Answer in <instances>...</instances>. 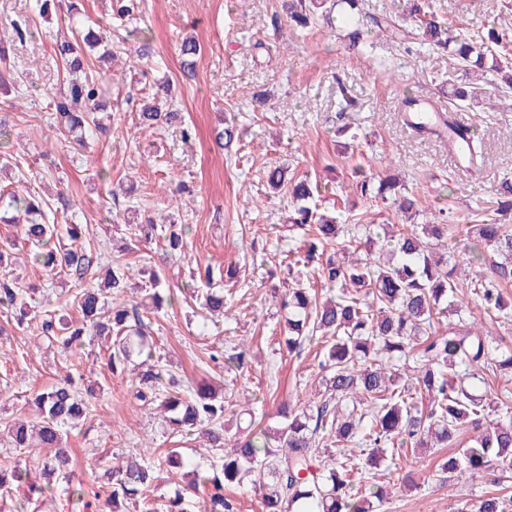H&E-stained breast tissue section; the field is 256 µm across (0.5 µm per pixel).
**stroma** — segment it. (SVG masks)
<instances>
[{"label":"stroma","mask_w":512,"mask_h":512,"mask_svg":"<svg viewBox=\"0 0 512 512\" xmlns=\"http://www.w3.org/2000/svg\"><path fill=\"white\" fill-rule=\"evenodd\" d=\"M433 4L453 26L481 33L506 15L512 0ZM285 14L282 0H140L136 25L148 34L147 53L97 63L108 76V107L101 117L109 133L88 136L84 149L57 130L49 109L51 94L63 84L54 53L56 38L67 33L63 16L35 18L32 38L9 44V84L0 86V120L12 129L10 139L0 141V154H10L13 163L11 170L0 171V191L52 199L65 190L75 202L65 221L83 225L76 244L96 255L97 277L115 265L129 272L133 287L124 294L125 303L146 302L151 283L141 272L159 271L175 293L172 305L150 318L163 375L184 386L206 382L232 394L243 412L227 422L230 438L245 433L254 415H269L280 425L279 406L309 399L325 375L320 338L305 343L297 357L281 345L287 314L271 294L281 287L304 235L289 233L288 197L268 185L270 169L284 167L291 176L317 181L319 208L348 209L371 224L401 221L393 206L353 191L354 167L381 172V153L398 159L407 192L421 208L419 224L441 211L456 223L469 222L473 202L494 207L500 181L512 177V111L493 108L491 99L461 114L485 142L483 162L466 177L448 152L447 138L420 137L404 122L402 98L445 104L466 87L465 74L451 57L380 42L375 55L404 69L401 79L378 78L367 57L349 50L337 29L321 25L298 36L276 34L273 20ZM190 38L201 51L188 75L180 47ZM163 82L172 87L169 105L182 121L145 127L139 112ZM343 85L357 105L340 122ZM227 123L241 135L228 150L215 140ZM342 123L358 132L357 140L338 133ZM185 125L193 131L188 142L181 138ZM146 215L185 225L184 259L165 260L162 239L137 235ZM17 258L16 274L36 293L27 325L17 326L12 315L0 312V466L23 457L34 468L49 455L44 448L20 455L7 438L13 420L32 418L34 392L69 372L95 388L85 420L64 433L70 471L87 494L79 500L56 489L38 512H100L92 491L103 464L119 456L143 451L156 461L180 447L195 463H212L217 453L203 440L170 435L155 407L133 402L131 376L111 373L103 340L86 338L82 351L73 354L38 340L43 311L79 320L73 298L80 285L31 264L25 250H18ZM200 264L236 271L234 279L214 282L224 290L225 316L203 314L206 286L193 276ZM243 338L252 357L233 379L224 361ZM449 454L443 448L401 457L391 474L377 467L376 482L388 478L393 486L375 512H456L467 500L493 491L486 473L462 484L443 479L438 465Z\"/></svg>","instance_id":"1"}]
</instances>
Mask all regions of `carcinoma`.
Returning <instances> with one entry per match:
<instances>
[{
    "mask_svg": "<svg viewBox=\"0 0 512 512\" xmlns=\"http://www.w3.org/2000/svg\"><path fill=\"white\" fill-rule=\"evenodd\" d=\"M398 15L382 18L364 12L363 0H289L288 29L331 23L334 11L341 14L339 30L349 48L359 49L363 29L372 26L376 35L391 43L416 41L434 53H447L464 73L480 70L470 89L456 92L457 103L443 112H426L417 99L405 97L402 108L414 121L420 136L446 131L461 144L460 159L469 167L483 160L484 144L475 129L457 127L454 112L490 96L495 105L512 101V39L491 29L487 36L470 34L451 26L437 13L432 0H403ZM32 12L41 15L58 10L68 17L74 40L56 44V55L65 64L66 87L52 96L55 120L70 132L102 128L98 113L104 111L103 75L93 74L85 51L101 49L117 56L125 46H108L107 27L82 31L78 0H32ZM177 112L148 106L140 112L143 124H171ZM361 195L380 200L402 188L397 175L377 177L357 172ZM269 186L286 190L290 203L288 223L308 229L313 240L306 251L288 264V283L278 303L288 311V352L302 350L306 337L321 336L323 361L329 373L320 399L295 411L285 406L279 414L287 420L271 433L264 418L250 420L247 434L226 447L224 417L233 409L231 397L199 384L186 396L163 385L162 370L152 362L149 328L139 314L123 304L108 305L106 295L124 290L129 283L112 272L103 285L91 286L78 296L83 323L44 313L41 335L67 352L82 347L89 332L113 336L109 369L122 374L134 353H147L144 369L137 374L135 398L162 409L171 433L201 432L211 447L224 455L207 470L187 463L173 449L165 456L167 466L184 471L187 489L203 495V512H235L225 490L239 487L245 479L261 489L263 512H372L371 499L383 502L387 491L378 487L364 494L359 483L365 469L387 459L390 449L446 448L469 431L472 436L458 454L440 465L450 477L474 475L487 468L496 472L494 483L508 488L512 479V393L492 403L470 391L468 380L488 372L512 379V345L494 336L475 316L482 310L507 317L512 312V177L497 189L501 201L495 217L473 219L471 224H452L448 217L438 223L401 225L378 231L377 224H343L314 203L318 185L308 179L286 178L275 168ZM7 207L31 216L23 225L31 261L52 271L84 281L94 264L92 253L58 245L47 248L61 234L75 241L77 225L50 222V205L33 196L8 194ZM146 240L168 238L170 251L182 247V235L174 224L152 219L137 225ZM336 246V256L320 259L318 250ZM15 243H0V308L26 315L27 290L10 277L5 256ZM365 248V258L356 250ZM154 309L172 303L173 294L161 295V279L151 273ZM451 315L457 324L445 332L436 330L440 319ZM32 407L39 421L11 425L15 448H49L43 460V483L32 479L25 462L0 468V488L27 487L16 512H27L33 498H41L59 476L67 475L68 450L63 431L73 428L88 411L89 402L70 375L37 393ZM495 417H490V414ZM336 447L325 462L320 450ZM109 494L107 512H122L128 503L142 512H157L148 504L147 491L154 482V467L138 459L112 466L104 473ZM460 512H512V497L484 495Z\"/></svg>",
    "mask_w": 512,
    "mask_h": 512,
    "instance_id": "obj_1",
    "label": "carcinoma"
}]
</instances>
